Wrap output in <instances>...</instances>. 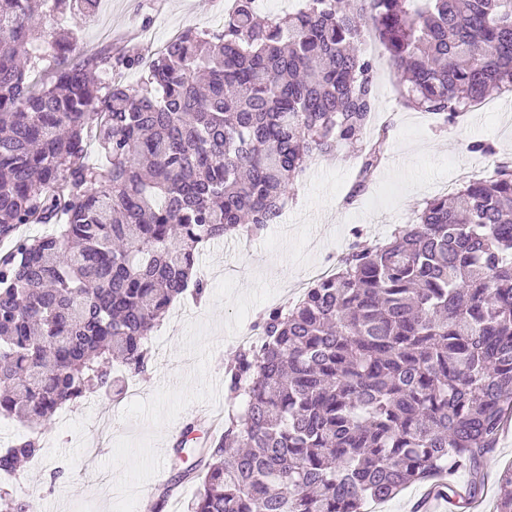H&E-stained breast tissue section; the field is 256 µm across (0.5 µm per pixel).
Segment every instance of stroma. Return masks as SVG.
<instances>
[{
	"mask_svg": "<svg viewBox=\"0 0 512 512\" xmlns=\"http://www.w3.org/2000/svg\"><path fill=\"white\" fill-rule=\"evenodd\" d=\"M228 0H102L83 21L85 51L135 47L146 56L187 29L220 31ZM377 103L368 135L387 129L388 157L365 194L349 200L359 170L354 150L317 157L298 180L293 203L275 224L241 246L227 237L205 246L199 269L202 301L174 303L149 345V377L125 378L120 396L94 395L60 413L43 433L39 458L15 478L0 481V494L36 496L46 512H147L144 489L159 472L175 477L190 468L207 439L203 425L189 432L181 450L167 446L170 431L192 422L196 409L227 413L224 365L240 332L265 309L297 303V286L312 269L337 261L355 238L372 244L412 223L425 202L471 177L483 178L512 164V93L469 109L458 124L437 127L427 113L399 102L398 79L387 54L375 57ZM472 140L493 144L494 154L466 151ZM512 467V424L504 427L484 460V483L463 506L413 484L385 503L384 512H495L500 475Z\"/></svg>",
	"mask_w": 512,
	"mask_h": 512,
	"instance_id": "stroma-1",
	"label": "stroma"
}]
</instances>
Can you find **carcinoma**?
<instances>
[{"instance_id": "cac0c4a2", "label": "carcinoma", "mask_w": 512, "mask_h": 512, "mask_svg": "<svg viewBox=\"0 0 512 512\" xmlns=\"http://www.w3.org/2000/svg\"><path fill=\"white\" fill-rule=\"evenodd\" d=\"M101 0H0V416L49 425L146 374L172 303L207 284L199 247L266 229L319 154L360 139L375 107V34L403 105L446 125L512 85V0H303L259 17L234 0L220 33L188 29L148 60L87 54L48 12ZM51 73L41 87L29 81ZM141 70L140 85L95 76ZM103 162H86L88 137ZM368 141L349 197L384 159ZM47 224L40 237L19 234ZM263 343L227 363L224 418L188 512H362L465 470L470 498L512 416V167L428 200L382 245L255 322ZM40 436L0 448L17 473ZM496 512H512V468ZM0 512H37L0 497Z\"/></svg>"}]
</instances>
